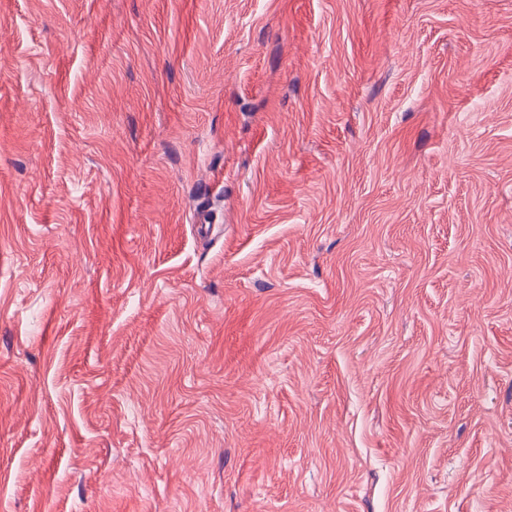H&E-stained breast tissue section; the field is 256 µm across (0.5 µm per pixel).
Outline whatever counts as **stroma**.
I'll list each match as a JSON object with an SVG mask.
<instances>
[{"mask_svg": "<svg viewBox=\"0 0 512 512\" xmlns=\"http://www.w3.org/2000/svg\"><path fill=\"white\" fill-rule=\"evenodd\" d=\"M0 512H512V0H0Z\"/></svg>", "mask_w": 512, "mask_h": 512, "instance_id": "1", "label": "stroma"}]
</instances>
